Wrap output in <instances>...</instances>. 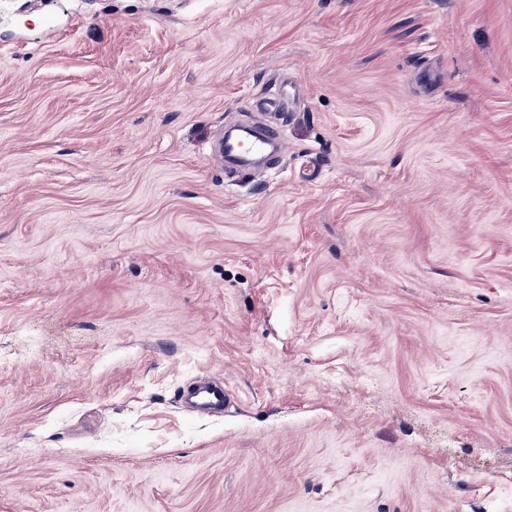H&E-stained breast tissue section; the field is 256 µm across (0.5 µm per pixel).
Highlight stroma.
Wrapping results in <instances>:
<instances>
[{"label":"stroma","instance_id":"obj_1","mask_svg":"<svg viewBox=\"0 0 512 512\" xmlns=\"http://www.w3.org/2000/svg\"><path fill=\"white\" fill-rule=\"evenodd\" d=\"M0 512H512V0H0ZM281 154L288 152V141L283 130L277 125L269 126L262 135L246 136L244 139L224 137V162L241 157L265 155L271 146ZM189 396L194 398L195 412L203 416L218 413L229 403V393L224 384L206 377L195 380L182 391L181 399L184 403Z\"/></svg>","mask_w":512,"mask_h":512}]
</instances>
